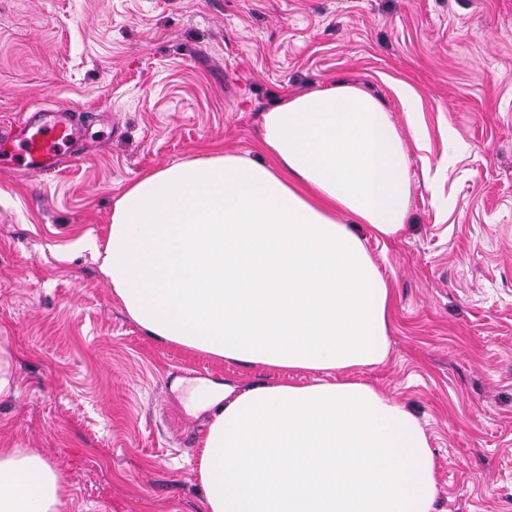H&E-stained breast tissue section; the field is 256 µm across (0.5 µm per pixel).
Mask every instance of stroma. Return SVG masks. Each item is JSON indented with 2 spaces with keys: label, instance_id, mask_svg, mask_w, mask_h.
<instances>
[{
  "label": "stroma",
  "instance_id": "obj_1",
  "mask_svg": "<svg viewBox=\"0 0 512 512\" xmlns=\"http://www.w3.org/2000/svg\"><path fill=\"white\" fill-rule=\"evenodd\" d=\"M340 83L383 103L410 171L401 233L357 229L392 290L390 355L343 376L417 414L434 512H512V0H0V126L35 105L101 115L54 171L0 169L18 382L0 445L45 458L65 512H202L190 388L310 380L148 336L77 239L105 242L118 198L158 168L263 159L264 112Z\"/></svg>",
  "mask_w": 512,
  "mask_h": 512
}]
</instances>
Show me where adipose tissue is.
I'll use <instances>...</instances> for the list:
<instances>
[{
	"instance_id": "obj_1",
	"label": "adipose tissue",
	"mask_w": 512,
	"mask_h": 512,
	"mask_svg": "<svg viewBox=\"0 0 512 512\" xmlns=\"http://www.w3.org/2000/svg\"><path fill=\"white\" fill-rule=\"evenodd\" d=\"M276 161L221 154L157 170L88 241L128 316L157 340L245 368L314 373L297 385L200 384L209 413L204 512H433L437 465L403 404L330 371L384 362L391 290L355 232L394 238L409 167L382 102L352 84L263 115ZM39 454L0 448V512H63Z\"/></svg>"
}]
</instances>
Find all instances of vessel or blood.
<instances>
[{
  "mask_svg": "<svg viewBox=\"0 0 512 512\" xmlns=\"http://www.w3.org/2000/svg\"><path fill=\"white\" fill-rule=\"evenodd\" d=\"M77 132L72 114L41 108L29 112L17 128H0V140L13 143L11 152L0 155V162L18 165L33 173L56 168L63 150Z\"/></svg>",
  "mask_w": 512,
  "mask_h": 512,
  "instance_id": "b4317fda",
  "label": "vessel or blood"
}]
</instances>
